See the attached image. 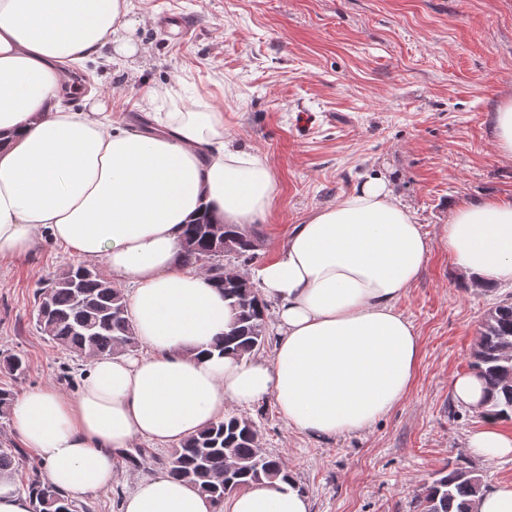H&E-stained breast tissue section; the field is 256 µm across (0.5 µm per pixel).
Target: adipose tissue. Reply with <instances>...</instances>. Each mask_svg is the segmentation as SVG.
<instances>
[{
  "mask_svg": "<svg viewBox=\"0 0 512 512\" xmlns=\"http://www.w3.org/2000/svg\"><path fill=\"white\" fill-rule=\"evenodd\" d=\"M130 0H0V260L32 253L43 235L86 264L105 263L127 289L144 354L91 359L71 396L36 386L16 398L12 423L46 477L74 497L115 478L136 442L176 445L224 417L226 406L274 399L289 428L338 437L371 428L403 402L419 333L397 308L420 278L432 244L386 177H367L336 204L293 225L251 273L278 303L272 356L224 355L233 313L208 275L183 261L186 224L206 218L249 231L271 212L276 173L237 149L224 115L160 112L174 88H153L144 133L109 123L104 94L82 110L62 105L69 69L121 39ZM451 263L472 291L512 283V199L457 206L445 230ZM456 403L481 427L465 448L486 461L512 457V434L486 411L477 375L453 377ZM122 512H312L295 478L228 491L214 503L168 474L140 479Z\"/></svg>",
  "mask_w": 512,
  "mask_h": 512,
  "instance_id": "1",
  "label": "adipose tissue"
}]
</instances>
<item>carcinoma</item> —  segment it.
I'll return each instance as SVG.
<instances>
[{"mask_svg": "<svg viewBox=\"0 0 512 512\" xmlns=\"http://www.w3.org/2000/svg\"><path fill=\"white\" fill-rule=\"evenodd\" d=\"M210 225L196 222L186 227L184 261L196 265L204 257L224 254L241 263L254 258L260 246L257 231L230 230L214 237ZM209 277L224 290L235 311V321L217 348L237 355L260 351L267 341V304L246 276L224 277V262L211 264ZM36 325L53 342L78 358L90 359L136 351L138 340L128 319L124 293L96 268L70 263L35 290ZM3 364L13 381L24 378L23 356L10 354ZM471 371L486 381L491 393L489 414L512 420V301L506 299L484 317L480 336L471 354ZM15 387H0V417L9 418ZM23 454L0 446V472H15ZM165 472L197 487L215 503L236 488L273 479L285 470L284 461L262 447L255 423L247 417L227 414L205 430L189 437L162 461ZM27 492L34 512H74L66 495L41 480L31 468ZM482 479L463 467L443 468L438 477L414 496L416 512H473Z\"/></svg>", "mask_w": 512, "mask_h": 512, "instance_id": "cac0c4a2", "label": "carcinoma"}]
</instances>
